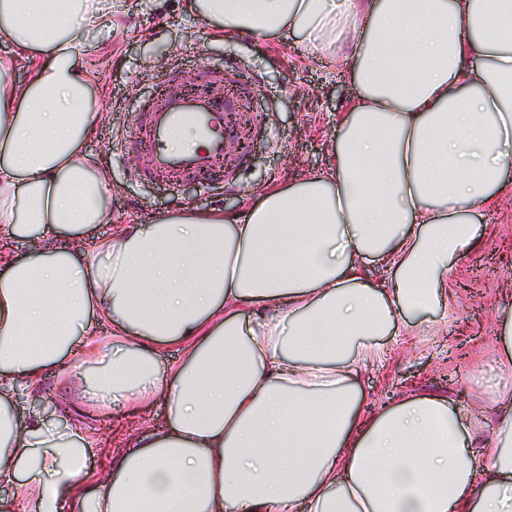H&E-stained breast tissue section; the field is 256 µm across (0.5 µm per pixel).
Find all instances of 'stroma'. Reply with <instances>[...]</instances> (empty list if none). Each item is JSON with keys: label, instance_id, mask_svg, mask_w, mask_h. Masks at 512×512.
Instances as JSON below:
<instances>
[{"label": "stroma", "instance_id": "35a3bbf8", "mask_svg": "<svg viewBox=\"0 0 512 512\" xmlns=\"http://www.w3.org/2000/svg\"><path fill=\"white\" fill-rule=\"evenodd\" d=\"M119 24L89 30L85 42L99 61L102 117L89 140L92 153L104 159L111 182L112 221L100 225L106 238L113 224H145L161 211L187 208H233L258 201L261 190L327 168L332 161L336 120L358 95L346 71L295 51V38L282 33L273 39L249 35H213L189 0H115ZM226 71L253 84L244 107L252 131V147L236 168L231 184L209 190L198 179L178 186L165 180H144L137 171L142 154L129 148L142 120L144 104L153 101L164 75L173 70ZM483 229L481 243L464 261L452 263L448 282L452 296L440 313L417 316L413 342L397 333L379 337L383 362L361 373L359 385L375 403H391L417 388L453 397L459 408L496 386L512 381L498 362L499 328L494 301L512 303V266L501 259L512 247V199L475 216ZM63 374L49 375L41 389L18 383L15 400L21 417L59 419L63 405ZM160 433L168 425L165 398L144 409L116 406L88 418V428L121 447L112 429Z\"/></svg>", "mask_w": 512, "mask_h": 512}]
</instances>
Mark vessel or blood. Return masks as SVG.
<instances>
[{
  "instance_id": "1",
  "label": "vessel or blood",
  "mask_w": 512,
  "mask_h": 512,
  "mask_svg": "<svg viewBox=\"0 0 512 512\" xmlns=\"http://www.w3.org/2000/svg\"><path fill=\"white\" fill-rule=\"evenodd\" d=\"M226 84L220 72L199 77L178 71L168 76L165 95L144 114L138 146L146 157L145 177L166 175L178 182L225 177L236 168L225 144L238 132L232 118L242 109L245 95L227 90ZM186 125L197 131L200 146L171 149L172 134Z\"/></svg>"
}]
</instances>
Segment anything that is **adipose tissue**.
<instances>
[{
  "label": "adipose tissue",
  "mask_w": 512,
  "mask_h": 512,
  "mask_svg": "<svg viewBox=\"0 0 512 512\" xmlns=\"http://www.w3.org/2000/svg\"><path fill=\"white\" fill-rule=\"evenodd\" d=\"M112 4L0 0V512H512L511 387L478 466L480 405L416 391L368 414L356 383L376 337L445 304L476 212L512 192V0H193L228 36L291 31L359 94L328 170L132 226L113 224L87 149L83 34ZM100 322L119 359L87 342ZM173 344L182 359L161 363ZM77 349L64 421L20 418L17 382ZM159 395L167 431L129 439L82 490L98 442L80 409Z\"/></svg>",
  "instance_id": "obj_1"
}]
</instances>
